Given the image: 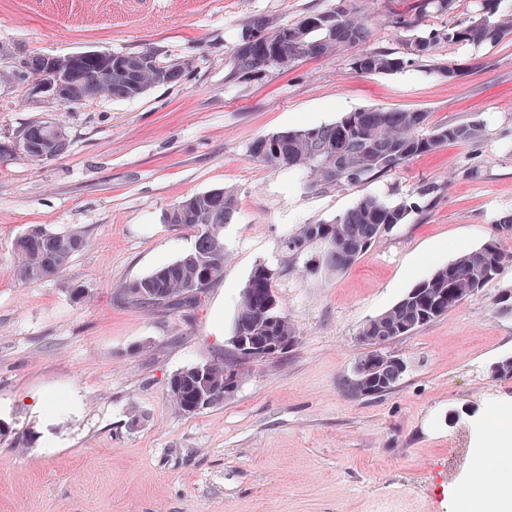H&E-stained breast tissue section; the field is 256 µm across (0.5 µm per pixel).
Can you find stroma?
<instances>
[{
  "label": "stroma",
  "mask_w": 512,
  "mask_h": 512,
  "mask_svg": "<svg viewBox=\"0 0 512 512\" xmlns=\"http://www.w3.org/2000/svg\"><path fill=\"white\" fill-rule=\"evenodd\" d=\"M346 3L358 15L402 0H0V142L29 124L62 125L70 146L35 164L0 156V512H451L470 471L474 415L512 422V264L465 302L386 352L406 371L389 392L348 397L342 382L366 348L358 332L415 284L487 242L512 214V34L448 43L411 66L363 74L341 50L232 79L257 17L291 24ZM151 51L191 60L182 80L138 98L74 105L31 94L34 55ZM455 65L451 79L441 69ZM423 111L433 125L471 121L451 143L378 179L324 193L301 174L254 161L257 139L328 125L363 109ZM213 189L237 204L224 226V276L177 313L120 307L112 295L191 251L193 229L163 221ZM419 206L348 270L302 276L311 254L282 248L303 224L332 221L365 196ZM83 230L87 245L49 281L14 274L30 227ZM296 329L279 357L248 364L222 404L186 415L168 379L230 354L231 326L257 264ZM89 297L74 302L70 290ZM81 396L57 420L58 447L36 442L28 397ZM140 423L129 428L131 415Z\"/></svg>",
  "instance_id": "1"
}]
</instances>
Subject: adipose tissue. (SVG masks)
<instances>
[{
    "mask_svg": "<svg viewBox=\"0 0 512 512\" xmlns=\"http://www.w3.org/2000/svg\"><path fill=\"white\" fill-rule=\"evenodd\" d=\"M493 484H485L486 473ZM454 512H512V428L480 434L468 478L457 484Z\"/></svg>",
    "mask_w": 512,
    "mask_h": 512,
    "instance_id": "1",
    "label": "adipose tissue"
}]
</instances>
